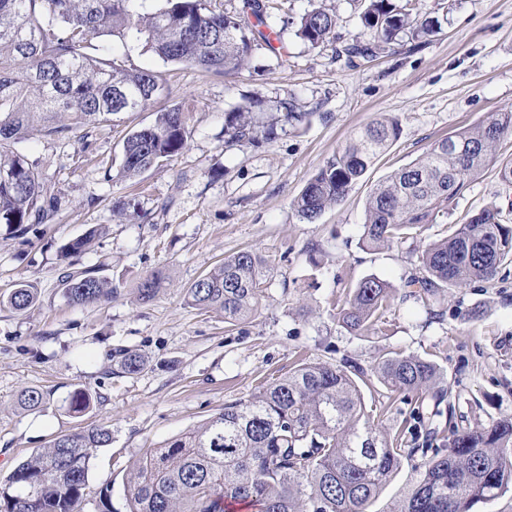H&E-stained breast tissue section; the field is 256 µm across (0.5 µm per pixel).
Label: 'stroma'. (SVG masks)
I'll return each instance as SVG.
<instances>
[{
	"label": "stroma",
	"mask_w": 512,
	"mask_h": 512,
	"mask_svg": "<svg viewBox=\"0 0 512 512\" xmlns=\"http://www.w3.org/2000/svg\"><path fill=\"white\" fill-rule=\"evenodd\" d=\"M316 0H277L270 26L288 53L278 64L257 50L252 69L218 76L163 64L139 51L117 52L127 66L164 72L166 104L187 111L192 130L184 153L132 181L108 178L118 170L132 127L152 112L129 114L90 129L87 139L48 137L32 128L22 150L36 160L60 199L55 223L27 234L0 225V296L34 283L28 309L0 306V481L37 450L78 428L108 425L112 444L90 462L91 490H109L112 512H126L125 477L143 451L163 444L249 398L268 374L288 373L299 360L371 369L381 351L433 362L454 409L435 415L425 402L420 420L409 413L412 394L381 383L363 387L367 406H381L378 427L403 433L417 452L369 506L397 512L416 467L448 452V423L486 424L512 416V263L492 281L441 289L432 301L408 295L403 283L419 268L425 246L455 224L490 206L512 202V184L498 169L512 165V138L498 161L449 204L446 224L376 250L364 248V208L371 188L396 168L423 158L437 139L477 124L488 113L512 110V0H420L440 27L415 45L347 61L339 51L362 32L359 0H326L339 20L331 42L313 48L295 35V23ZM294 98L310 114L272 142L228 147L224 114L256 98ZM386 114L400 135L338 204L313 223L299 220L293 200L311 177L368 122ZM137 214H118L123 202ZM99 228L79 266L106 262L119 290L112 300L74 306L60 285L62 245ZM255 250L272 267L258 312L230 327L222 316L190 307L189 288L225 256ZM167 287L140 303L136 286L155 270ZM376 276L394 299L380 328L352 332L336 320L355 284ZM147 362L132 376L112 372L115 349ZM43 390V407L16 404L27 388ZM93 401L71 416L75 388Z\"/></svg>",
	"instance_id": "stroma-1"
}]
</instances>
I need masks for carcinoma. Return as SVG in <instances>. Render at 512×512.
<instances>
[{"label":"carcinoma","instance_id":"obj_1","mask_svg":"<svg viewBox=\"0 0 512 512\" xmlns=\"http://www.w3.org/2000/svg\"><path fill=\"white\" fill-rule=\"evenodd\" d=\"M147 0H0V224L25 233L33 224H50L58 215L54 184L36 162L15 145L32 124L45 135L88 137L89 129L147 110L166 91L161 71L128 67L115 58L93 54L92 40H118L124 49L150 52L164 63L195 67L219 76L250 67L264 46L287 62L265 32L274 0H240L226 11L217 0H163L153 10ZM418 0H363L360 15L365 39L346 48L351 57L372 58L406 37L423 38L438 21L427 17ZM336 14L322 5L302 14L296 36L316 48L327 42ZM309 113L292 98L270 104L257 99L224 113V143L254 144L272 139L276 128L302 124ZM400 133L398 121H371L312 176L293 203L299 220L312 223L341 202L376 157ZM512 137V111L493 112L478 124L434 142L419 161L394 171L377 184L365 206L362 242L394 245L420 236L426 225L448 213V202L467 183L494 164L496 150ZM191 137L185 112L174 105L155 112L154 121L131 130L123 142L118 171L133 179L180 155ZM94 233L60 248L69 267L61 277L72 305H89L118 294L103 268L70 270ZM512 261V207L494 206L430 243L421 253V271L403 287L432 297L439 288L492 280ZM271 268L253 251L243 250L195 281L187 303L219 311L230 325L258 309ZM166 282L161 270L142 277L138 300L150 303ZM37 299L34 284L13 289L8 305L16 311ZM392 288L367 277L353 288L337 312L352 330L382 320ZM145 367L132 350L117 354V374L134 375ZM392 392L434 391L444 396L434 363L385 352L374 367ZM360 367L329 362L298 363L272 378L252 397L224 405L202 425L147 449L126 477L127 512H366L402 459L417 449L388 439L374 423L356 380ZM46 396L37 388L18 403L35 409ZM91 393L78 388L69 410L85 412ZM112 444V428L98 425L61 435L18 464L0 483V512H82L91 495L94 452ZM512 485V417L487 426H452L448 454L418 469L398 512H471L474 504L503 494Z\"/></svg>","mask_w":512,"mask_h":512}]
</instances>
